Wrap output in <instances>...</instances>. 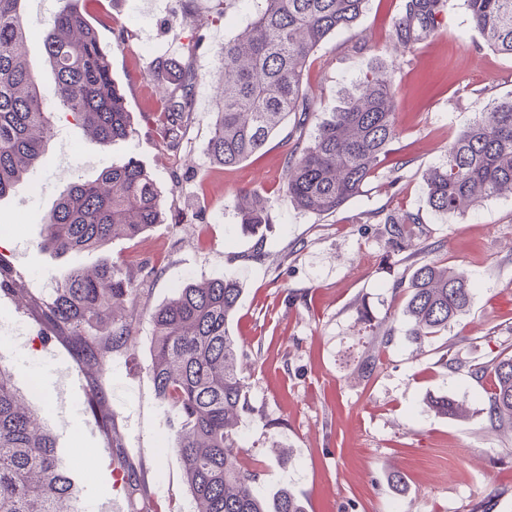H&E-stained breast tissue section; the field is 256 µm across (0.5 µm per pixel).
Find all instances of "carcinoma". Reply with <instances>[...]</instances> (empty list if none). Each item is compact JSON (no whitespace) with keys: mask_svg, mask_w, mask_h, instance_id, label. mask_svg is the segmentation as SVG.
<instances>
[{"mask_svg":"<svg viewBox=\"0 0 512 512\" xmlns=\"http://www.w3.org/2000/svg\"><path fill=\"white\" fill-rule=\"evenodd\" d=\"M95 0H59L44 37L55 82L46 97L23 51V0H0V198L22 176L42 165L54 136V118L63 112L90 132L95 150L128 139L132 121L112 79L108 49L90 21ZM250 22L219 50L221 91L215 101L210 158L226 167L258 153L289 117L297 124L316 119L309 138H296L285 163V195L294 207L330 215L380 174L398 135L396 89L386 72L353 85L345 105L325 117L315 113L305 93L310 57L337 31L352 26L368 0H253ZM447 0H402L393 25L394 41L412 50L434 31ZM485 45L512 57V0H465ZM197 75L174 73L175 91L155 118L171 151L181 146L192 113ZM512 189V96L493 102L448 144L446 161L430 171V208L454 216ZM241 223L270 224L271 207L249 191L237 195ZM162 217V199L149 173L132 160L104 168L94 181L72 178L47 214L41 247L56 253L99 247L118 235L134 238ZM418 217L405 212L384 223L387 242L396 246ZM404 292L399 320L404 334L424 347L469 312L470 276L434 260L418 263ZM0 291L35 306L45 336L66 339L77 360L100 369L116 348L136 334V318L126 303L136 294V277L118 265L89 275L81 270L56 283L49 298L35 297L23 275L0 266ZM241 295L234 279L189 282L150 316L154 327L150 373L158 398L175 431L173 451L196 503V512H306L302 501L281 488L267 497L255 489L256 472L242 457L240 427L248 413L250 376L246 357L228 329ZM386 333L361 364L370 378L383 365L391 342ZM441 364L468 369L478 383L490 382L485 414L490 427L512 426V352L503 349L485 362L470 364L444 352ZM435 412L460 417L463 404L439 397ZM71 479L56 452V439L37 416L22 407L11 373L0 367V512H65L73 498Z\"/></svg>","mask_w":512,"mask_h":512,"instance_id":"carcinoma-1","label":"carcinoma"}]
</instances>
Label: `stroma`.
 Listing matches in <instances>:
<instances>
[{
  "mask_svg": "<svg viewBox=\"0 0 512 512\" xmlns=\"http://www.w3.org/2000/svg\"><path fill=\"white\" fill-rule=\"evenodd\" d=\"M402 0H369L361 18L330 37L310 57L305 88L320 112L343 102L346 87L378 66L390 67L398 89V135L391 159L404 161L402 178L370 180L341 210L317 216L294 208L284 189L288 149L276 138L233 167L212 163L217 48L250 18L243 0H194V20L180 0H95L91 13L111 52L112 78L135 132L112 146L111 160L91 156L81 132L58 118L47 162L0 198V260L26 276L39 296L72 271L116 264L137 277L133 341L113 351L103 370L80 366L69 348L43 338V325L26 307L0 293V364L9 366L24 405L42 416L80 488L81 501L132 512L126 494L112 489L101 455L123 456L138 468L147 496L143 512H194L181 463L172 451L165 408L149 367L150 315L179 286L233 278L242 284L229 331L248 351L254 409L241 427L245 461L267 494L290 489L306 512H512V427L489 430L484 390L466 370L451 371L436 355L420 353L394 321L400 299L392 286L410 279L416 257L445 260L476 283L470 310L442 340L453 354L482 362L512 348V192L448 219L426 203V178L446 159L448 143L495 100L512 96V58L484 45L463 0H448L438 30L412 52L392 39ZM58 0H24L27 62L43 87L54 84L44 51L47 20ZM376 51L353 52L355 42ZM189 63L200 80L193 119L180 153L167 150L156 131L163 89L177 66ZM135 158L163 201L161 223L134 238L118 236L96 249L55 254L40 247L35 214L56 204L72 171L96 180L107 164ZM268 200L273 223L244 226L239 191ZM417 214L405 247L388 248L387 216ZM262 257H253L256 241ZM393 330L383 366L362 379L359 364L371 343L360 320ZM80 391L62 387L63 375ZM112 412L121 448H109L88 394ZM435 395L463 401L467 418L430 411ZM402 473L406 493L387 481Z\"/></svg>",
  "mask_w": 512,
  "mask_h": 512,
  "instance_id": "35a3bbf8",
  "label": "stroma"
}]
</instances>
